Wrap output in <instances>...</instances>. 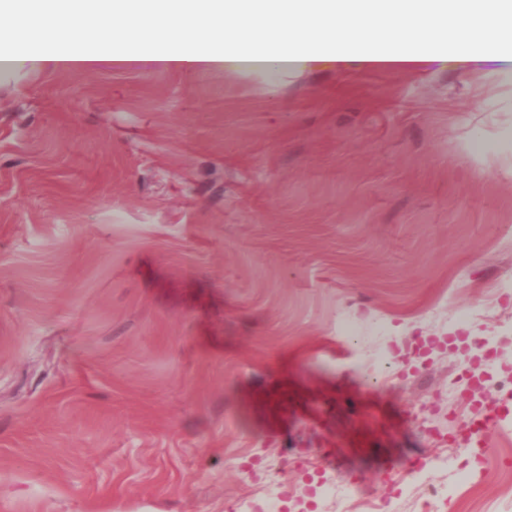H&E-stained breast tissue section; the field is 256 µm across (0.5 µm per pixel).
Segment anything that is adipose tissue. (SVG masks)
<instances>
[{
	"label": "adipose tissue",
	"mask_w": 512,
	"mask_h": 512,
	"mask_svg": "<svg viewBox=\"0 0 512 512\" xmlns=\"http://www.w3.org/2000/svg\"><path fill=\"white\" fill-rule=\"evenodd\" d=\"M71 47L35 49L46 2ZM0 72L106 66L235 70L512 69V0H0ZM278 20L261 50L246 39ZM162 31L135 51L143 31Z\"/></svg>",
	"instance_id": "ef3b65f1"
}]
</instances>
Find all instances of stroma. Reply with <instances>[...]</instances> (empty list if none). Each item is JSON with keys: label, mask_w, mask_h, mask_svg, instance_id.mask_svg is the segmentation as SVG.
I'll use <instances>...</instances> for the list:
<instances>
[{"label": "stroma", "mask_w": 512, "mask_h": 512, "mask_svg": "<svg viewBox=\"0 0 512 512\" xmlns=\"http://www.w3.org/2000/svg\"><path fill=\"white\" fill-rule=\"evenodd\" d=\"M512 75L65 69L0 80V512H239L319 476L431 512H512ZM462 308L470 323L455 322ZM359 323L357 342L340 333ZM390 437L336 454L361 385ZM486 456L452 416L472 385ZM451 451L453 464L434 463ZM282 493H260L255 490L246 491L238 497L240 512H281Z\"/></svg>", "instance_id": "1"}]
</instances>
